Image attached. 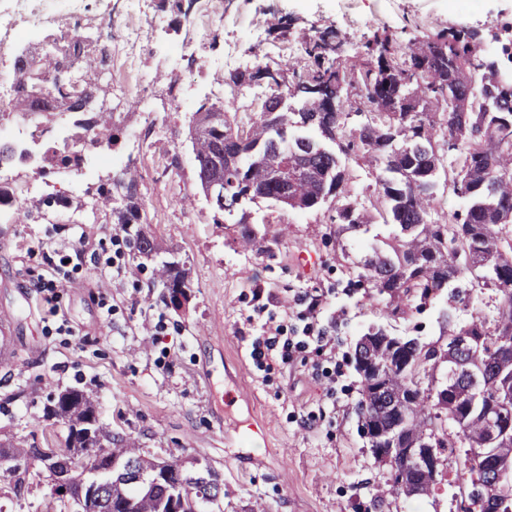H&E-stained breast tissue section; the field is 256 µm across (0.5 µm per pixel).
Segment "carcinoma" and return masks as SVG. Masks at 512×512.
I'll list each match as a JSON object with an SVG mask.
<instances>
[{
  "instance_id": "1",
  "label": "carcinoma",
  "mask_w": 512,
  "mask_h": 512,
  "mask_svg": "<svg viewBox=\"0 0 512 512\" xmlns=\"http://www.w3.org/2000/svg\"><path fill=\"white\" fill-rule=\"evenodd\" d=\"M341 42L334 30L306 33L299 40L304 66L276 62L224 75L233 96L259 82L267 95L248 120L228 103L204 102L192 113L196 166L209 172L199 188L214 223L234 217L245 248L257 239L251 203L301 212L325 208L335 212L331 222L351 231L379 220L392 226L393 234L363 259L338 244L347 273L392 300L426 303L449 290L454 297L477 288L495 292L492 317L464 325L455 324L448 298L442 343L370 328L354 358L363 384L361 429L386 449L373 456L388 466L392 493L402 499L431 495L442 480L445 450L459 448L462 512H497L499 498L507 512L512 480L481 495L472 492L482 479L477 454L512 469V46H502L490 64L486 38L477 32L446 28L404 43L378 28L340 61ZM110 62L106 42L88 36L73 42L59 34L40 49L20 47L11 111L86 112L87 126L115 144L113 113L97 104L99 73ZM279 78L288 80L286 98L272 89ZM459 102L470 111H456ZM354 116L360 121L351 122ZM350 156L375 169L367 197L353 188L343 163ZM214 182L223 183V194L210 192ZM447 189L463 206L437 224L431 214ZM97 194L106 205L121 198L112 217L125 225L135 254L149 256L151 238L131 230L141 223L142 198L128 169ZM159 276L174 300L186 288L172 263H163ZM95 413L90 396L75 388L55 395L45 413L67 425L64 447L77 441L100 448V474L69 472L64 455L54 463L90 486L92 494L73 503L74 512H201L205 504H224V484L208 463L161 461L101 422L93 436H82ZM1 448L20 458L9 475L18 493L41 473L45 455L20 442H0Z\"/></svg>"
}]
</instances>
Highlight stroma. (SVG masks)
Returning a JSON list of instances; mask_svg holds the SVG:
<instances>
[{
  "label": "stroma",
  "instance_id": "obj_1",
  "mask_svg": "<svg viewBox=\"0 0 512 512\" xmlns=\"http://www.w3.org/2000/svg\"><path fill=\"white\" fill-rule=\"evenodd\" d=\"M224 27L191 54L175 48L191 37L169 0H149L139 22L149 32L141 57L143 88L110 97L121 151L135 137L149 144L131 161L142 194L143 231L158 253L134 257L123 225L96 193L111 169L94 165L58 184L52 206L15 223L0 218V438L59 446L67 430L43 419L49 393L85 390L103 422L165 458L210 463L224 481V512H460L457 483L435 498L392 500L386 468L359 430L362 383L354 348L369 327L437 341L447 298L426 304L354 286L336 249L328 211L253 208L271 250L242 247L236 225L217 224L198 190L186 137L190 115L205 100L204 76L223 80L224 43L262 63L297 44L310 26L344 36V55L377 28L402 38L457 23L494 32L512 22V0H214ZM290 23L292 37L270 31L267 14ZM164 26L154 30V17ZM136 108H128L130 100ZM88 238L95 257L73 260L71 244ZM187 273L186 297L172 305L156 275L161 262ZM55 281L30 289L33 276ZM273 294L264 315L255 290ZM318 290L336 308V356L314 349L292 365L258 366L251 352L263 318L288 325L283 303ZM342 365L336 381L322 375ZM261 424L264 436L249 427Z\"/></svg>",
  "mask_w": 512,
  "mask_h": 512
}]
</instances>
